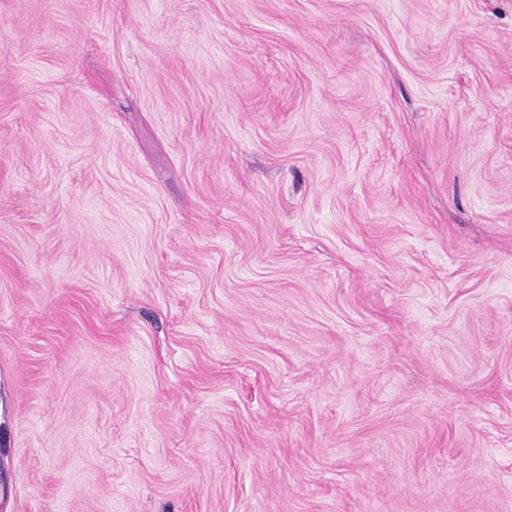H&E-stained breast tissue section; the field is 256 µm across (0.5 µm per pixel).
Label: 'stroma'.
<instances>
[{"mask_svg": "<svg viewBox=\"0 0 512 512\" xmlns=\"http://www.w3.org/2000/svg\"><path fill=\"white\" fill-rule=\"evenodd\" d=\"M0 512H512V0H0Z\"/></svg>", "mask_w": 512, "mask_h": 512, "instance_id": "obj_1", "label": "stroma"}]
</instances>
